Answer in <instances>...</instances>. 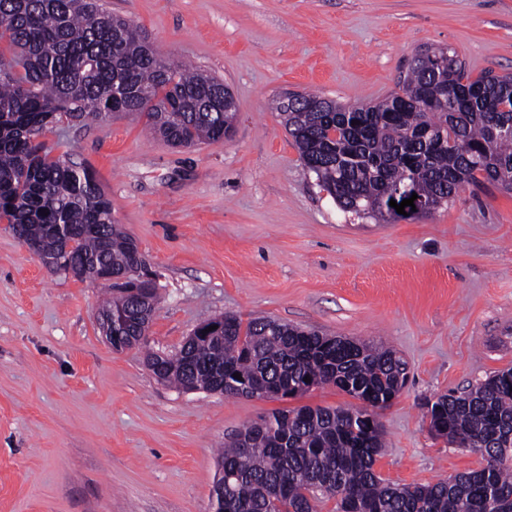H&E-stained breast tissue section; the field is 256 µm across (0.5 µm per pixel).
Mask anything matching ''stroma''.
<instances>
[{
  "instance_id": "obj_1",
  "label": "stroma",
  "mask_w": 512,
  "mask_h": 512,
  "mask_svg": "<svg viewBox=\"0 0 512 512\" xmlns=\"http://www.w3.org/2000/svg\"><path fill=\"white\" fill-rule=\"evenodd\" d=\"M102 2L237 104L231 138L196 149L135 116L44 137L93 167L156 274L148 347L175 353L228 312L384 343L408 380L378 413L376 472L402 485L478 469L479 453L432 435L427 406L512 367V193L469 185L427 216L356 218L317 186L272 103L380 100L423 45L474 77L512 73V0ZM102 294L0 223V512H212L218 451L243 426L352 402L333 385L283 400L176 390L143 352L106 343Z\"/></svg>"
}]
</instances>
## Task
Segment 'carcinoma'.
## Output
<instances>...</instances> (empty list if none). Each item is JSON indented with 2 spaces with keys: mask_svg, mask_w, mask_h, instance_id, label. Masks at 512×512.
<instances>
[{
  "mask_svg": "<svg viewBox=\"0 0 512 512\" xmlns=\"http://www.w3.org/2000/svg\"><path fill=\"white\" fill-rule=\"evenodd\" d=\"M222 93L224 83L160 58L137 24L98 0H0V221L38 244L39 258L62 254L52 225H64L75 239L65 258L83 278L105 266L134 269L138 246L94 171L52 156L41 137L117 112L144 117L173 148L217 142L236 119L221 108ZM318 102L317 93L290 92L274 109L317 186L359 218L399 220L389 202L412 193L432 213L467 184L512 191V75L473 79L450 48L427 46L376 103L308 109ZM141 307L127 284L107 289L99 310L112 313L115 350L140 335ZM221 319L219 332L189 338L173 354L146 352V366L181 390L208 392L222 379L226 397L284 399L300 395L308 377L361 402L278 411L240 430L217 461L215 501L224 512H318L321 494L336 499V512H512V368L439 396L429 410L431 431L450 444L469 440L482 466L399 486L375 471L381 425L361 417L405 386L400 357L266 317Z\"/></svg>",
  "mask_w": 512,
  "mask_h": 512,
  "instance_id": "obj_1",
  "label": "carcinoma"
}]
</instances>
